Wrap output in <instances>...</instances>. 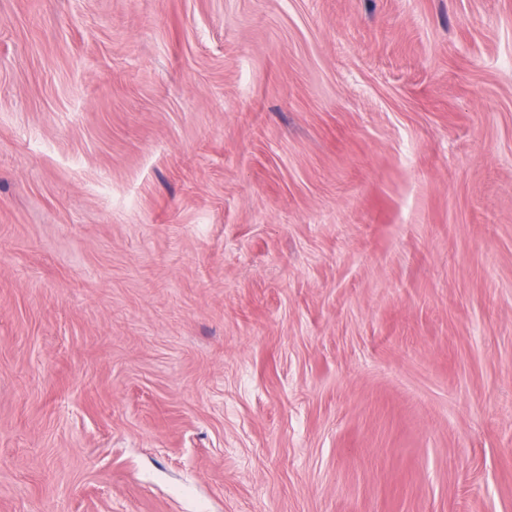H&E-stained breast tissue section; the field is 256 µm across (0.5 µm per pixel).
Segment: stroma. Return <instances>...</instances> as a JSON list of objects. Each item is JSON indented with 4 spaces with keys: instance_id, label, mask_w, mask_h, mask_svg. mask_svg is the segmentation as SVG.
<instances>
[{
    "instance_id": "1",
    "label": "stroma",
    "mask_w": 512,
    "mask_h": 512,
    "mask_svg": "<svg viewBox=\"0 0 512 512\" xmlns=\"http://www.w3.org/2000/svg\"><path fill=\"white\" fill-rule=\"evenodd\" d=\"M0 512H512V0H0Z\"/></svg>"
}]
</instances>
